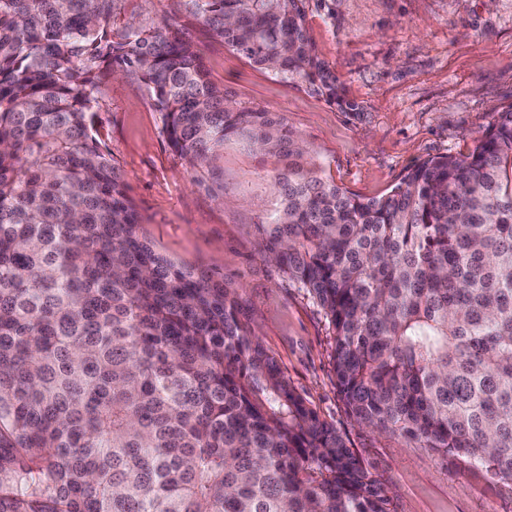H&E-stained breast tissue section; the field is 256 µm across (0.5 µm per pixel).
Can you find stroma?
<instances>
[{
  "mask_svg": "<svg viewBox=\"0 0 512 512\" xmlns=\"http://www.w3.org/2000/svg\"><path fill=\"white\" fill-rule=\"evenodd\" d=\"M182 24L228 99L282 117L325 178L363 197L387 193L426 158L468 154L512 104V0H309V34L348 98L362 105L355 115L255 68L194 20ZM105 101L96 138L124 174L143 236L195 275L237 288L242 323L389 489V512H512V491L482 468L350 420L336 389L328 320L268 262L256 236L276 207L270 177L281 160L229 138L224 196L214 198L171 151L142 81L112 80Z\"/></svg>",
  "mask_w": 512,
  "mask_h": 512,
  "instance_id": "obj_1",
  "label": "stroma"
}]
</instances>
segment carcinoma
I'll return each instance as SVG.
<instances>
[{
  "mask_svg": "<svg viewBox=\"0 0 512 512\" xmlns=\"http://www.w3.org/2000/svg\"><path fill=\"white\" fill-rule=\"evenodd\" d=\"M131 0H0V512H388L389 491L239 319L235 289L139 235L93 131L133 75L191 180L237 136L288 158L260 246L333 329L361 428L512 488V105L467 155L363 199L270 113L232 104L189 34ZM343 112L309 0H172Z\"/></svg>",
  "mask_w": 512,
  "mask_h": 512,
  "instance_id": "carcinoma-1",
  "label": "carcinoma"
}]
</instances>
